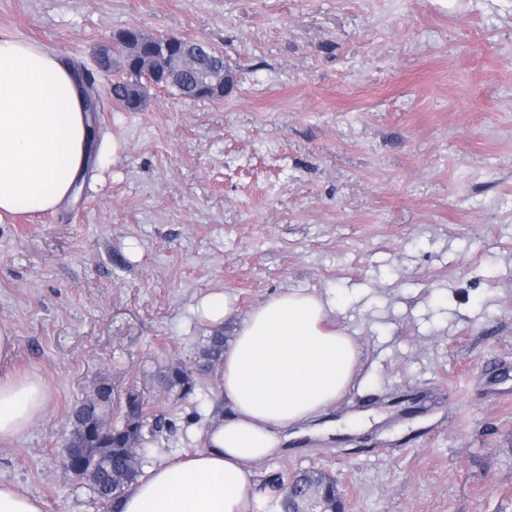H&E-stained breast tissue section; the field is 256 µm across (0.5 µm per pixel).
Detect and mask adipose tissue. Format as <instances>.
<instances>
[{
	"instance_id": "1",
	"label": "adipose tissue",
	"mask_w": 512,
	"mask_h": 512,
	"mask_svg": "<svg viewBox=\"0 0 512 512\" xmlns=\"http://www.w3.org/2000/svg\"><path fill=\"white\" fill-rule=\"evenodd\" d=\"M119 142L92 143L76 70L25 39H0V223L55 210L88 166L105 173ZM331 304L300 289L277 292L241 318L224 351L219 393L199 448L154 455L116 512H262L259 466L281 453L289 429L312 421L345 395L359 351L332 322ZM39 374H0V443L43 418Z\"/></svg>"
}]
</instances>
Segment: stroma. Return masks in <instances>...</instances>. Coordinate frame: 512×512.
I'll return each mask as SVG.
<instances>
[{"instance_id":"35a3bbf8","label":"stroma","mask_w":512,"mask_h":512,"mask_svg":"<svg viewBox=\"0 0 512 512\" xmlns=\"http://www.w3.org/2000/svg\"><path fill=\"white\" fill-rule=\"evenodd\" d=\"M210 43L220 100L147 88L127 112L99 77L104 183L0 223L9 370L48 387L42 421L0 444V483L45 512H109L64 477V433L101 381L162 400L177 454L220 414L166 391L213 325L282 289L336 305L359 350L343 398L261 463L334 476L349 512H512V0H0V39L78 67L125 29ZM120 152L119 142L112 136H104L96 147V153L94 158V167L96 168L97 174L95 178L101 180L103 173H105L116 160L118 153ZM199 317L211 325L219 326L234 313L233 302L224 292H211L200 299L196 306Z\"/></svg>"}]
</instances>
